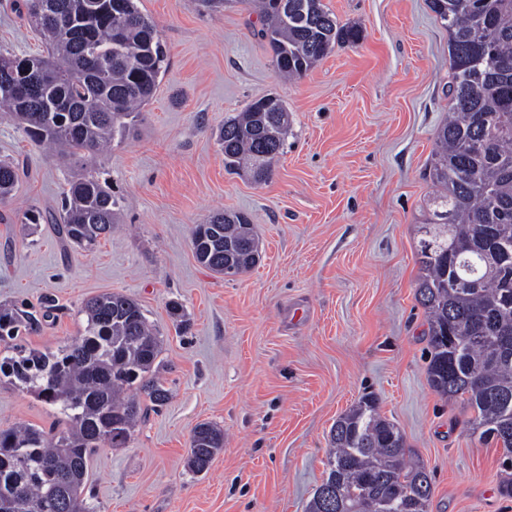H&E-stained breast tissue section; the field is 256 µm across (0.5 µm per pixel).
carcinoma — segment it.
<instances>
[{
  "label": "carcinoma",
  "mask_w": 512,
  "mask_h": 512,
  "mask_svg": "<svg viewBox=\"0 0 512 512\" xmlns=\"http://www.w3.org/2000/svg\"><path fill=\"white\" fill-rule=\"evenodd\" d=\"M34 18L49 44L31 57L35 82L21 96L13 73L22 58L0 53V106L36 144L70 157L102 154L134 132L159 83L167 52L139 0H45ZM260 24L277 71L303 77L360 31L340 23L323 0H243ZM448 30L452 78L448 120L436 132L428 178L436 187L417 250L416 299L428 324V380L439 395L472 411L469 430L503 448L500 494L512 497V0H429ZM68 106L49 114L45 101ZM290 125L283 101L258 98L225 119L218 134L224 168L265 183ZM19 167L0 161V201L12 197ZM120 200L91 173L67 183L61 213L50 216L80 247L112 233ZM196 259L227 279L251 269L258 240L243 212H217L192 231ZM84 335L59 350L0 357V374L55 408L53 436L21 424L0 430V504L11 512H90L82 496L92 457L120 448L143 415L141 399H167L156 378L161 340L141 306L105 292L84 306ZM34 319L0 308V340ZM328 471L307 512H428L434 489L423 462L371 395L330 431ZM224 448V430L198 424L188 466L206 471Z\"/></svg>",
  "instance_id": "carcinoma-1"
}]
</instances>
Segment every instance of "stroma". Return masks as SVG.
Wrapping results in <instances>:
<instances>
[{"label": "stroma", "instance_id": "1", "mask_svg": "<svg viewBox=\"0 0 512 512\" xmlns=\"http://www.w3.org/2000/svg\"><path fill=\"white\" fill-rule=\"evenodd\" d=\"M361 39L285 82L242 0H140L168 65L135 131L91 163L122 201L112 236L83 248L55 213L79 164L28 141L0 110V159L20 179L0 204V305L33 312L5 346L55 352L78 341L84 303L136 300L162 340L168 401L125 447L99 449L84 496L94 512H306L326 476L336 419L367 394L433 474L429 512H512L498 487L503 450L480 443L471 412L427 376V322L415 297L417 248L435 189L425 172L448 117V32L428 0H324ZM0 52L47 49L24 0H0ZM275 95L290 130L267 182L227 171L225 118ZM249 214L260 259L232 280L195 258L194 225ZM178 303L187 320L169 312ZM209 421L224 447L189 469L190 435ZM50 406L0 382V429L50 428Z\"/></svg>", "mask_w": 512, "mask_h": 512}]
</instances>
